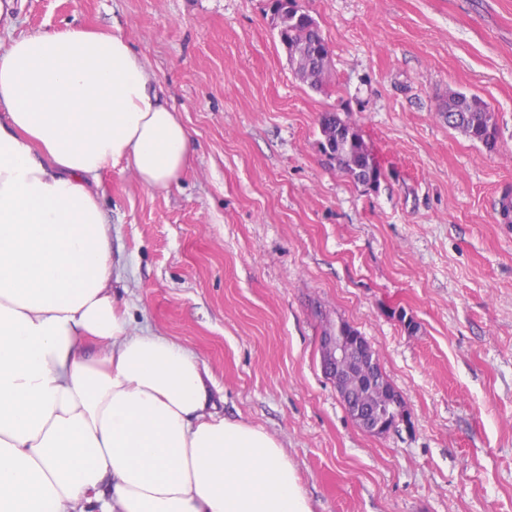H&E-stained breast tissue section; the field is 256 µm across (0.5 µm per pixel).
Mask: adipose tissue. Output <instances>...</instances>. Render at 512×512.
I'll list each match as a JSON object with an SVG mask.
<instances>
[{
    "label": "adipose tissue",
    "mask_w": 512,
    "mask_h": 512,
    "mask_svg": "<svg viewBox=\"0 0 512 512\" xmlns=\"http://www.w3.org/2000/svg\"><path fill=\"white\" fill-rule=\"evenodd\" d=\"M197 151L121 34L0 46V512H313L283 445L216 414L113 288L102 174L162 191Z\"/></svg>",
    "instance_id": "adipose-tissue-1"
}]
</instances>
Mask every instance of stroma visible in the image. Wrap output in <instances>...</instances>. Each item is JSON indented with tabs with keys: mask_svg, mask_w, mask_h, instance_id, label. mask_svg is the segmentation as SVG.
<instances>
[{
	"mask_svg": "<svg viewBox=\"0 0 512 512\" xmlns=\"http://www.w3.org/2000/svg\"><path fill=\"white\" fill-rule=\"evenodd\" d=\"M271 2L16 0L15 37L120 31L199 144L167 190L101 177L132 325L283 444L314 512H512V0H298L331 49L319 90ZM452 92L488 104L495 150L449 127ZM325 112L381 165L377 191L323 152ZM341 320L410 424L374 436L348 414L321 368Z\"/></svg>",
	"mask_w": 512,
	"mask_h": 512,
	"instance_id": "stroma-1",
	"label": "stroma"
}]
</instances>
